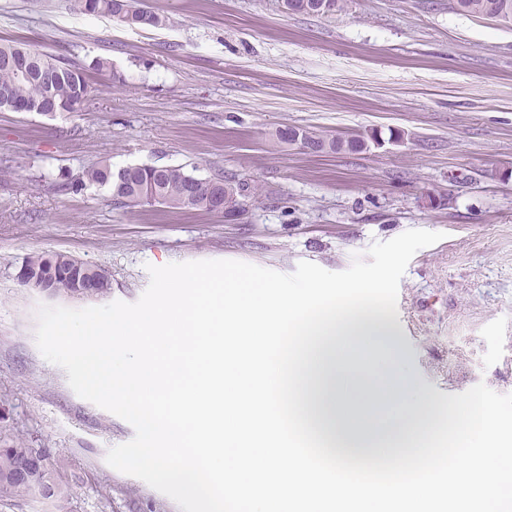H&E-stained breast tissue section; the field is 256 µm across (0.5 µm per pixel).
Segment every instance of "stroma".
Returning a JSON list of instances; mask_svg holds the SVG:
<instances>
[{
	"label": "stroma",
	"instance_id": "1",
	"mask_svg": "<svg viewBox=\"0 0 512 512\" xmlns=\"http://www.w3.org/2000/svg\"><path fill=\"white\" fill-rule=\"evenodd\" d=\"M450 0H347L328 16L280 0H146L160 26L81 15L69 0H0V41L81 68L77 112H0V446L65 460L70 512H181L106 462L133 426L79 397L42 356L37 312L82 299L19 284L23 261L65 252L105 269L109 301L136 302L147 265L238 260L283 274L346 270L373 242L441 233L399 284L393 323L433 399L485 383L512 394V24ZM111 61V72L95 67ZM378 135L359 153L279 142ZM400 141H392L391 133ZM181 166L259 194L238 219L61 190L99 161Z\"/></svg>",
	"mask_w": 512,
	"mask_h": 512
}]
</instances>
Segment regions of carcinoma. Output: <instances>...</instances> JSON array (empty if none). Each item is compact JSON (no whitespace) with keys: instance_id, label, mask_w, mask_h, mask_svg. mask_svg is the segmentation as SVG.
<instances>
[{"instance_id":"obj_1","label":"carcinoma","mask_w":512,"mask_h":512,"mask_svg":"<svg viewBox=\"0 0 512 512\" xmlns=\"http://www.w3.org/2000/svg\"><path fill=\"white\" fill-rule=\"evenodd\" d=\"M140 0H71L74 12L108 16L129 26H158V15L139 5ZM291 14L323 15L319 0H285ZM452 9L460 14L512 19V0H453ZM0 89L34 111L76 112L87 101L90 88L84 72L14 41L0 42ZM308 143L331 150L362 152L367 140L358 135L348 140L308 135ZM82 184L111 191L114 204L135 208L158 204L170 209H194L211 212L208 200L216 192L228 191L238 199L231 207H242L240 198L247 188L216 175L200 177L179 166L138 165L113 170L102 161L83 171ZM23 266L35 281L49 280L53 295L80 299L104 297L111 281L100 268L65 253L38 254ZM96 277L100 288L89 295L81 288L83 281ZM62 463L51 458L44 448H29L18 442L0 447V498H35L46 493L52 512H69V493L61 479Z\"/></svg>"}]
</instances>
